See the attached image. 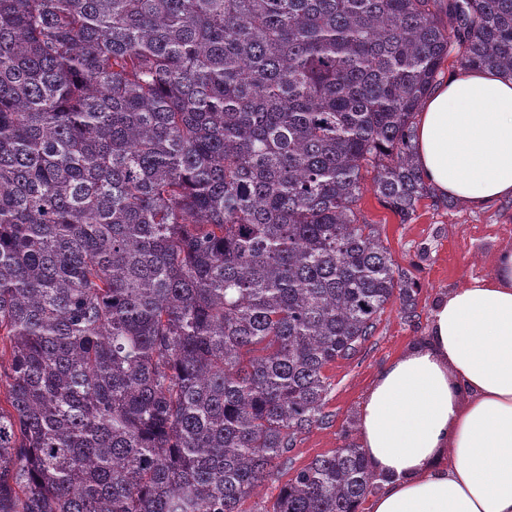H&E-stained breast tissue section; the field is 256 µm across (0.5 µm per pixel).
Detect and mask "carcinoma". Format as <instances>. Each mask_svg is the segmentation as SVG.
Instances as JSON below:
<instances>
[{
  "label": "carcinoma",
  "mask_w": 512,
  "mask_h": 512,
  "mask_svg": "<svg viewBox=\"0 0 512 512\" xmlns=\"http://www.w3.org/2000/svg\"><path fill=\"white\" fill-rule=\"evenodd\" d=\"M451 54L512 77V0H0V512H241L416 313L358 201L436 198ZM379 489L348 443L265 512Z\"/></svg>",
  "instance_id": "cac0c4a2"
}]
</instances>
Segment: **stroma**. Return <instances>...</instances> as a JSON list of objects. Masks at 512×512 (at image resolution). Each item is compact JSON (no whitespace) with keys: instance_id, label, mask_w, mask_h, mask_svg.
<instances>
[{"instance_id":"35a3bbf8","label":"stroma","mask_w":512,"mask_h":512,"mask_svg":"<svg viewBox=\"0 0 512 512\" xmlns=\"http://www.w3.org/2000/svg\"><path fill=\"white\" fill-rule=\"evenodd\" d=\"M359 208L366 221L378 227L394 263L419 281L416 315L409 318L400 313L398 305L387 306L359 352L326 367L331 390L325 423L297 438L287 460L275 467L272 479L242 503L243 512H260L270 506L296 470L356 441L357 432L349 421L357 416L379 368L424 340L430 310L439 294L491 274L497 248L512 242V200L475 211L462 206L448 210L428 198L404 224L368 187Z\"/></svg>"}]
</instances>
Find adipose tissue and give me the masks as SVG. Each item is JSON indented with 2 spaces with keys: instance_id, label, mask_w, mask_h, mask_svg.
<instances>
[{
  "instance_id": "1",
  "label": "adipose tissue",
  "mask_w": 512,
  "mask_h": 512,
  "mask_svg": "<svg viewBox=\"0 0 512 512\" xmlns=\"http://www.w3.org/2000/svg\"><path fill=\"white\" fill-rule=\"evenodd\" d=\"M414 154L438 195L512 199V79L452 72L416 116ZM357 433L381 484L365 512H512V245L434 301L425 341L376 374Z\"/></svg>"
}]
</instances>
